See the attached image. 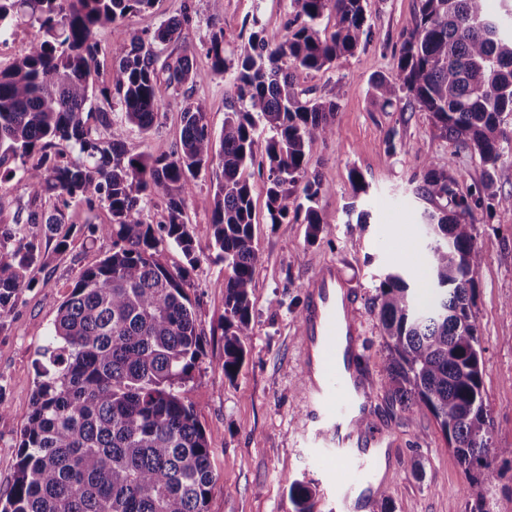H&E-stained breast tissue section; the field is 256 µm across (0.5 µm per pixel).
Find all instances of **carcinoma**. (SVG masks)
<instances>
[{
    "mask_svg": "<svg viewBox=\"0 0 512 512\" xmlns=\"http://www.w3.org/2000/svg\"><path fill=\"white\" fill-rule=\"evenodd\" d=\"M154 0H0V32L23 13L37 34L25 53L0 68V182L15 177L30 194L26 217L0 224V328L37 280L47 246H66L67 210L105 205L112 223H87L89 237L112 248L78 274L37 354L32 410L20 436L11 493L0 512H207L215 486L213 448L181 389L203 353L187 289L189 271L165 265L178 248L198 262L184 219L201 172L217 166L211 241L224 264V377L245 355L258 249L249 166L257 131L266 132L258 168L266 175L273 224L303 216L307 235L322 230L320 180L307 177V148L336 135L334 99L310 96L298 77L342 68L368 27L363 0H293L284 40L269 47L255 29L234 50L230 70L224 29L206 49L217 75L232 72L220 144L199 102L182 106L180 145L167 157L131 153L125 127L149 132L167 105L163 88L187 83L192 54L185 45L161 57L191 20L135 29L113 54L111 86L94 79L98 28L149 12ZM336 22L321 35L318 22ZM375 104L406 99L429 114L438 136L468 147L484 166L483 183L466 193L456 176L424 163L417 194L436 205L424 214L431 233L425 274L439 290L433 306L416 297V274L389 270L376 303L387 365L388 399L409 416L431 414L469 485L496 476L493 462L512 456L494 443L482 395L483 361L472 307L483 253L475 213L488 212L494 173L512 141V29L490 15L486 0H420L393 73L372 84ZM120 117H114V113ZM95 119L98 131L89 124ZM304 183V201L294 197ZM167 198L165 222L147 221L146 204ZM51 194L47 212L39 206ZM316 486L289 487L294 512H314Z\"/></svg>",
    "mask_w": 512,
    "mask_h": 512,
    "instance_id": "carcinoma-1",
    "label": "carcinoma"
}]
</instances>
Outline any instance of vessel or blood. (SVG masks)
<instances>
[{"instance_id":"1","label":"vessel or blood","mask_w":512,"mask_h":512,"mask_svg":"<svg viewBox=\"0 0 512 512\" xmlns=\"http://www.w3.org/2000/svg\"><path fill=\"white\" fill-rule=\"evenodd\" d=\"M307 294L300 334L308 418L324 437L336 438L341 456L364 459L379 438L356 434L373 413L370 393L354 374L361 322L350 285L336 263L327 262L309 280Z\"/></svg>"}]
</instances>
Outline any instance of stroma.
<instances>
[{
    "label": "stroma",
    "mask_w": 512,
    "mask_h": 512,
    "mask_svg": "<svg viewBox=\"0 0 512 512\" xmlns=\"http://www.w3.org/2000/svg\"><path fill=\"white\" fill-rule=\"evenodd\" d=\"M371 37L342 69L300 77L313 96L338 102L336 135L308 148L307 173L318 176L317 206L324 230L308 240L301 220L270 223L266 185L259 174L250 184L255 213L254 238L259 253L251 294V333L246 356L234 379L220 369L224 359V266L207 259L216 180L203 171L187 200L185 221L202 257L190 267L197 329L203 354L182 392L191 403L213 448L216 485L208 512H293L289 486L311 480L317 486L315 512H346L345 503L364 491L355 483L349 462L318 448L308 423L297 370L299 323L306 303V284L318 264L339 263L355 290L363 323L360 369L373 389V412L383 431L372 469L385 478L372 512H465L462 468L429 414L406 419L393 407L381 378L387 352L378 310L373 304L381 274L391 266L421 271L423 213L428 202L415 193L423 161L432 158L459 179L461 191L480 185L484 169L470 149L439 138L428 113L401 101L383 109L372 100V83L390 74L401 36L416 14L419 0H365ZM191 10L183 40L194 48L193 77L166 90L169 101L149 133L127 127L126 144L135 154H171L180 139L185 99L202 102L213 135L224 128L232 94L229 76L213 73L205 53L213 26L224 29L226 49L248 37L260 23L270 45H278L294 14L292 0H156L148 15L101 27V52L94 78L111 83L112 53L135 28H154ZM368 189L355 194L352 171ZM366 223H358L359 212ZM75 226L65 250L50 252L38 282L26 289L15 312L0 329V498L10 493L17 446L36 385V350L42 344L59 305L70 294L79 272L104 258L111 240H93L81 226L108 224L107 207L87 212L68 210ZM477 243L484 261L476 276L475 308L482 348L483 398L495 425V442L512 447V143L506 145L495 175L492 210L476 215Z\"/></svg>",
    "instance_id": "1"
}]
</instances>
